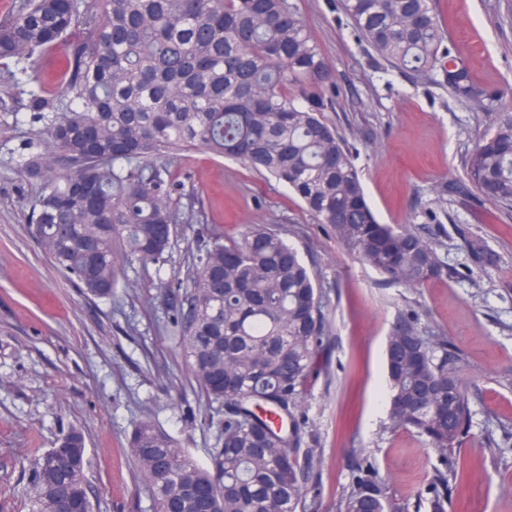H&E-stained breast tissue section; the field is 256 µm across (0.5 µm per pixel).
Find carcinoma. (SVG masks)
Wrapping results in <instances>:
<instances>
[{"instance_id":"1","label":"carcinoma","mask_w":512,"mask_h":512,"mask_svg":"<svg viewBox=\"0 0 512 512\" xmlns=\"http://www.w3.org/2000/svg\"><path fill=\"white\" fill-rule=\"evenodd\" d=\"M377 56L392 68L437 75L457 103L484 114L488 130L464 158L484 200L512 208V108L478 82L449 44L433 0H341ZM65 42L72 69L63 92L74 107L30 94L49 147L24 172L41 183L36 234L84 292L112 297L114 244L128 261L160 264L185 217L170 205L171 179L155 160L202 147L286 184L336 230L360 260L418 288L450 275L437 246L381 224L365 197L347 141L324 118L333 72L292 0H31L0 24V58L28 57ZM472 257L497 262L479 237ZM173 318L190 375L211 404L222 447L196 461L164 430L136 423L128 444L159 512H297L307 480L299 462L302 398L328 332L322 296L298 252L261 224L213 238L194 257ZM389 420L438 450L428 484L431 512H447L452 455L469 422L463 359L415 317L386 343ZM86 442L70 429L33 463L30 512H92ZM340 512H405L361 457Z\"/></svg>"}]
</instances>
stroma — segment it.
<instances>
[{
  "mask_svg": "<svg viewBox=\"0 0 512 512\" xmlns=\"http://www.w3.org/2000/svg\"><path fill=\"white\" fill-rule=\"evenodd\" d=\"M334 71L325 114L356 156L380 223L435 242L452 278L409 289L360 262L298 196L243 163L192 150L162 161L185 214L161 264L121 265L111 298L86 297L33 232L37 182L21 171L45 147L30 93L70 100L63 49L0 62V512H27L32 464L71 428L86 440L93 512H157L128 436L151 421L198 461L219 445L216 420L185 368L171 332L178 281L215 234L265 224L313 272L329 330L301 406L305 447L315 449L302 512H338L353 454L369 458L408 512H431L427 486L439 454L389 426L384 349L392 326L415 314L445 337L467 368L468 434L455 459L462 487L448 512H512V210L462 204L463 159L481 113L424 76L384 65L337 0H294ZM453 47L475 78L512 101V0H435ZM447 185L436 198L437 185ZM477 236L497 254L475 263Z\"/></svg>",
  "mask_w": 512,
  "mask_h": 512,
  "instance_id": "1",
  "label": "stroma"
}]
</instances>
